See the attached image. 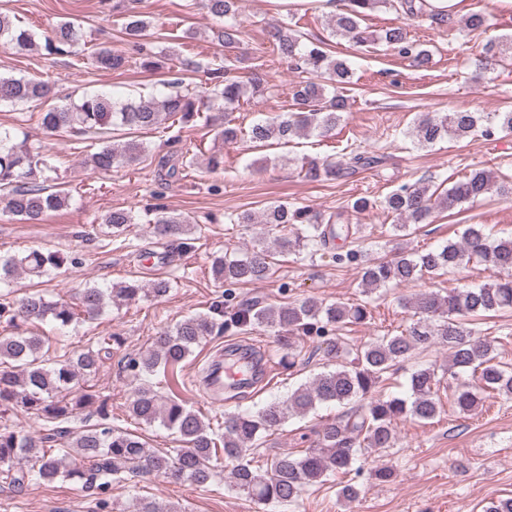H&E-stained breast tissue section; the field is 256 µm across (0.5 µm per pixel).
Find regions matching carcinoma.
I'll return each instance as SVG.
<instances>
[{
	"label": "carcinoma",
	"instance_id": "obj_1",
	"mask_svg": "<svg viewBox=\"0 0 512 512\" xmlns=\"http://www.w3.org/2000/svg\"><path fill=\"white\" fill-rule=\"evenodd\" d=\"M204 8L214 18L224 21L218 37L225 54L210 64L208 73L214 81L207 97V111L216 130V137L226 146L247 137L253 143L275 141L289 144L312 133L326 135L336 128L346 112L347 104L338 94L350 83L352 69L314 42L305 43L301 35L283 26H274L265 33V41L278 56L290 63L303 64L316 80L299 83L293 94L294 110L273 120H258L244 131L232 124L229 113L259 93L267 84L262 65L252 64L246 79L231 75L243 58L232 55L241 43L242 31L236 22L239 0H203ZM391 8L408 17L428 16L444 20L445 10L431 0H345L344 8L327 17L330 34L348 39L357 47L384 43L401 56L409 57L419 66L429 63V51L408 37L406 28L394 25L376 35L364 25L367 17L380 8ZM112 10L123 15L122 33L134 47L130 55L112 48L107 42L96 44L91 53L93 64L108 71L136 68L157 73L165 62L174 60L169 52H153L144 48L142 40L152 27L149 16L124 5L122 0ZM465 28L477 35L486 33L489 17L471 13L464 19ZM82 38L80 29L69 21L58 23L51 35L39 40L33 30L14 23L0 12V47L20 52L79 56ZM512 53V39L491 40L485 55L475 62L481 71L496 57ZM54 94L48 83L36 78L0 75V105H25L31 101L46 104L40 113V124L49 132L68 131L85 140H94L98 147L86 151L82 165L93 173H106L114 168L136 165L147 155L148 147L137 140L114 141L112 131L118 128L153 129L169 118L179 123L191 121L200 112V100L180 91L145 100L118 98L104 92H86L76 102H52ZM494 125L483 126L484 116L476 112H434L419 118L413 129L418 145L431 146L448 137L463 138L477 129L486 137L497 132H512V111L493 113ZM380 163L377 156L355 154L348 160L311 161L305 176L313 181H330L373 168ZM53 171L47 155L39 146L18 145L8 131H0V202L10 214L29 224H39L44 217L70 205L71 195L52 191L45 185V173ZM512 194V182L498 181L491 173L475 170L443 194H436L427 183L402 187L387 194L380 202L366 197L355 199L350 208L362 213L379 206L393 214L400 223L391 225L399 235L414 224H427L436 210H452L464 203L475 202L492 191ZM112 236L123 235L138 217L126 209H114L103 218ZM144 223L150 225L158 239H168L182 249L192 248L189 235L194 224L181 214L157 205L145 212ZM235 224H264L275 230L286 224H300L295 237H279L274 245L283 250L298 249L310 255L327 248L330 242L348 239L359 228L341 222V215L325 216L310 207H295L277 202L260 216L241 213ZM269 248L263 242L253 244L238 255L214 257L211 269L221 283L241 284L263 281L269 273ZM472 261L507 273L512 272V236L496 238L483 224H471L460 240L391 259H381L363 268L365 292L379 288H395L445 270L459 268ZM67 258L58 252L30 249L21 254L0 255V284H9L20 275L43 278L60 269ZM171 288L168 281H155L148 287L138 284H116L101 288L87 284L79 293L80 308L63 299L29 293L16 303H1L0 317L8 316L14 328L10 336L0 337V365H14L0 372V419L20 411L42 422L39 437L22 434L7 425L0 427V465L7 466L11 482L21 486L32 480L57 479L82 481L93 487L99 477L122 473L156 474L172 481L204 484L219 476L212 465L217 442L200 415L183 403L163 398L150 382L159 371L173 370L206 337L232 327L265 326L277 333L284 354V367L294 366L293 350L297 340L314 331L325 332L348 323H364L370 315V302L355 304L325 303L307 297L297 303L261 306L243 303L230 321L217 322L210 314L190 316L174 327L164 330L139 357L132 359L138 384L128 404L129 413L147 424L161 422L175 431L186 447L170 456L147 446L140 437L117 431L106 422L104 409H99L103 422L74 430L68 426L74 410L94 402L96 395L84 383L94 376L102 361L101 354L109 348L86 349L64 354L46 363L44 341L20 330L17 320L46 318L65 327L81 318L93 319L110 303L117 305L134 301L139 295L161 297ZM413 311L412 321L404 333L379 336L365 344L356 357L346 363L348 354L343 343L327 342L336 351V366L314 376L312 381L295 389L284 402H271L256 411L242 410L224 420L221 438L226 458L236 461L231 471V487L259 501L291 504L298 500L307 486L326 481L327 476L351 471L354 463L373 451L394 446L398 423L406 418L428 421L440 412L438 396L441 379L432 365H421L409 375L403 396L384 398L375 395L383 375L412 357L419 349L440 344L448 350V372L458 380L455 403L463 413L474 411L485 393L512 395V372L496 361L491 342L467 326L466 319L512 309V279H495L490 283L455 288L442 294L425 291L405 301ZM224 358L243 360L252 371L249 381L228 389L239 398L254 387L264 374L262 358L255 352L230 349ZM322 405L342 408L336 417L322 423L316 431L318 447L284 452L274 456L270 467L255 468L245 459L246 452L263 435L284 425L290 418H304ZM59 446L58 453L49 454L45 447ZM74 449L89 468L83 469L69 461Z\"/></svg>",
	"mask_w": 512,
	"mask_h": 512
}]
</instances>
